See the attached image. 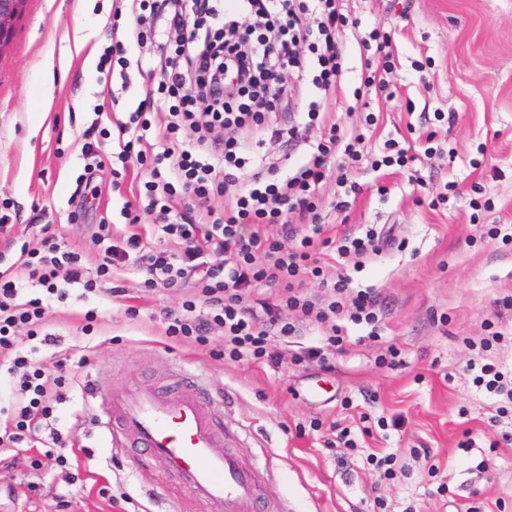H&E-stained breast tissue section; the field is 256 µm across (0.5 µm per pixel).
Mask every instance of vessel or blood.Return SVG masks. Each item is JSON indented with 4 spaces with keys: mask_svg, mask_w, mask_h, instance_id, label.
Segmentation results:
<instances>
[{
    "mask_svg": "<svg viewBox=\"0 0 512 512\" xmlns=\"http://www.w3.org/2000/svg\"><path fill=\"white\" fill-rule=\"evenodd\" d=\"M98 424L156 468L178 473L180 483L204 505L224 512H263L262 474L243 466L231 449L216 452L221 407L193 386L131 383L121 391L94 390Z\"/></svg>",
    "mask_w": 512,
    "mask_h": 512,
    "instance_id": "1",
    "label": "vessel or blood"
}]
</instances>
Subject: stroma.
Returning a JSON list of instances; mask_svg holds the SVG:
<instances>
[{"instance_id": "1", "label": "stroma", "mask_w": 512, "mask_h": 512, "mask_svg": "<svg viewBox=\"0 0 512 512\" xmlns=\"http://www.w3.org/2000/svg\"><path fill=\"white\" fill-rule=\"evenodd\" d=\"M343 12L331 120L365 137L346 163L360 192L336 210L328 168L321 222L339 238L374 229L380 243L323 267L376 297L377 327L337 318L344 344L334 348L314 318L293 312L297 333L272 339L279 363L230 361L217 355L221 337L201 347L166 335L165 314L189 289L146 290L134 270L87 295L72 287L45 313L58 348L24 327L16 336L43 364L70 354L54 416L78 451L61 462L42 445L0 447V512H200L173 475L110 445L90 396L133 381L176 387L188 372L223 398L219 446L261 468L269 512H512V402L479 379L486 364L512 375V0H344ZM133 24L128 0H29L0 54V200L13 222L0 252L48 224L91 268L101 221L114 240L131 232L123 207L145 168L95 172L98 205L80 208L71 196L81 133L99 122L97 148L117 152L118 122L161 74L133 66L129 82H107L72 46L80 37L103 52ZM372 32L389 41L393 68L385 88L367 92L360 39ZM44 82L46 107L33 95ZM112 97L111 117L96 118ZM391 141L408 163L375 167ZM310 346L325 347L324 362L299 361ZM333 424L350 429L354 447L329 446Z\"/></svg>"}]
</instances>
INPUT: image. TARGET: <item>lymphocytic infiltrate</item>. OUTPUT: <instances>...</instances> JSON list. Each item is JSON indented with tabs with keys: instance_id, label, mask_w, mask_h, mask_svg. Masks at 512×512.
I'll return each instance as SVG.
<instances>
[{
	"instance_id": "lymphocytic-infiltrate-1",
	"label": "lymphocytic infiltrate",
	"mask_w": 512,
	"mask_h": 512,
	"mask_svg": "<svg viewBox=\"0 0 512 512\" xmlns=\"http://www.w3.org/2000/svg\"><path fill=\"white\" fill-rule=\"evenodd\" d=\"M136 26L133 39L152 45L164 61V78L157 89L146 90L122 133L118 159L136 160L148 170L143 208L153 230L170 246L153 248L146 238L130 233L114 244L109 225H102L94 241L96 264L87 269L80 253L67 247L49 226H42L36 243L22 242L16 260L0 253V357L9 360L15 381L12 399L15 415L0 429V447L22 442L39 443L50 438L56 454L72 441L58 429L44 430L52 419L51 402L56 390L42 363L24 355L15 340L17 328L42 325L43 299L25 298L26 284L42 287L48 296L67 299L72 286L95 292L97 281L131 267L145 276L148 288H169L193 280L197 298L183 301L181 312L167 316L169 336L194 339L209 345L212 329L224 332V354L231 358L250 354L276 361L269 343L271 334L295 333V324L283 320V311L315 316L330 325L328 341L339 344L334 325L337 316L376 324L374 299L357 294L350 302L339 299L349 280L337 275L328 285L331 301L322 307L308 299L302 287L306 278H320L318 253L338 255L376 252L373 230L364 236L341 240L320 237L316 189L326 176L332 148L343 145L354 159L364 142L362 134L330 128L317 140L307 163L288 177H280L275 165H259L246 188L230 193L234 171L246 160L241 155L242 137L255 130L274 138H297V128L270 126L269 117L287 101L291 89L281 74L313 71V86L320 99L310 101L307 115L318 120L330 111L341 75L343 45L336 32L346 21L343 0H131ZM307 53H300L299 45ZM167 114L157 153L140 150L151 129V111ZM228 196L223 211H215L214 198ZM189 203L194 215L179 213ZM285 226L293 245L270 236L267 228ZM277 286V302L255 297L261 287ZM205 303V318L194 314Z\"/></svg>"
}]
</instances>
